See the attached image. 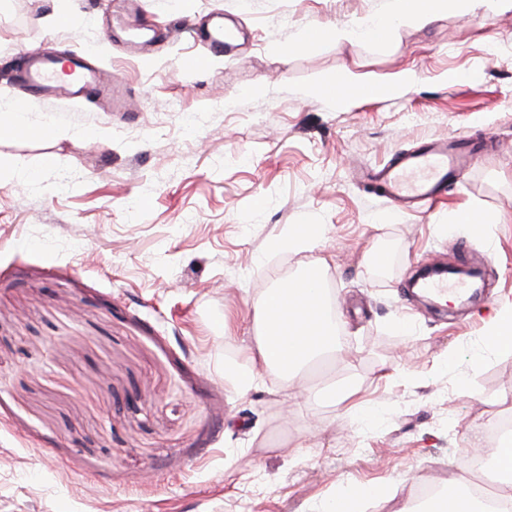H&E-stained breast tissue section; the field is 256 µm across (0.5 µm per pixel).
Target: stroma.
<instances>
[{
  "label": "stroma",
  "mask_w": 512,
  "mask_h": 512,
  "mask_svg": "<svg viewBox=\"0 0 512 512\" xmlns=\"http://www.w3.org/2000/svg\"><path fill=\"white\" fill-rule=\"evenodd\" d=\"M23 2L17 26L0 0V115L37 46L94 49L131 109L31 97L30 122L70 137L0 140V512H327L351 486L368 491L354 512H397L491 447L484 424L512 410V353L485 343L512 302L511 9L305 47L304 28L390 0ZM215 16L236 54L176 69L196 54L187 22ZM347 68L417 80L343 111L299 95ZM459 134L477 157L430 209L395 208L367 177ZM462 211L494 222L474 235ZM299 224L326 233L276 250ZM321 256L344 358L300 404L267 375L237 392L224 368L254 343L252 298ZM464 258L489 275L480 300L412 294L421 265ZM347 378L344 407L322 397Z\"/></svg>",
  "instance_id": "obj_1"
}]
</instances>
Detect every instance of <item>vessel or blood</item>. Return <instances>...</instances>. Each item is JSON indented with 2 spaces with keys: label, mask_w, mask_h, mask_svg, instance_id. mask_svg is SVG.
<instances>
[{
  "label": "vessel or blood",
  "mask_w": 512,
  "mask_h": 512,
  "mask_svg": "<svg viewBox=\"0 0 512 512\" xmlns=\"http://www.w3.org/2000/svg\"><path fill=\"white\" fill-rule=\"evenodd\" d=\"M201 36L203 52L184 60V67L205 68L211 56L224 54L232 47L221 23L208 25ZM15 76L18 98L22 101L43 97L83 103L92 90L97 101L110 110L123 112L127 109L126 89L114 84L87 52L70 55L67 69L61 70L53 55L29 48L22 52ZM467 142V137L461 136L453 146L441 141L424 143L402 155L396 165L379 171L377 179L391 198L410 205L430 202L438 198L449 183L457 181L461 170L474 160L475 152L468 149Z\"/></svg>",
  "instance_id": "vessel-or-blood-1"
}]
</instances>
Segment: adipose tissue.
Here are the masks:
<instances>
[{
  "instance_id": "1",
  "label": "adipose tissue",
  "mask_w": 512,
  "mask_h": 512,
  "mask_svg": "<svg viewBox=\"0 0 512 512\" xmlns=\"http://www.w3.org/2000/svg\"><path fill=\"white\" fill-rule=\"evenodd\" d=\"M507 0H392L390 10L366 25L341 24L316 33L307 28L302 39L340 43L353 39H376L406 24L425 25L451 10L465 14L483 10L496 12ZM416 80L414 72L402 70L387 76L341 71L321 87H305L301 96L322 97L333 109L344 110L356 99L368 96L389 99L399 96ZM255 343L244 353L245 370H231L238 391L251 388L261 373L274 371L284 382L301 379L314 363L340 355L336 323L321 289L313 287L306 275L284 286L264 290L253 301Z\"/></svg>"
}]
</instances>
